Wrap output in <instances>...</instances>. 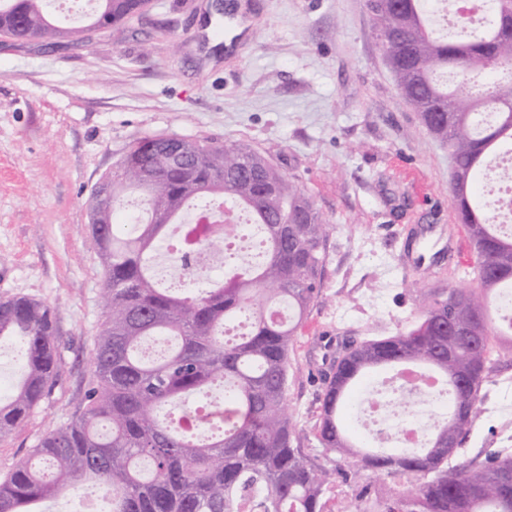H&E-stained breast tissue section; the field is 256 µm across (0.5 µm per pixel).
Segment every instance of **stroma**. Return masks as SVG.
Returning a JSON list of instances; mask_svg holds the SVG:
<instances>
[{
	"mask_svg": "<svg viewBox=\"0 0 512 512\" xmlns=\"http://www.w3.org/2000/svg\"><path fill=\"white\" fill-rule=\"evenodd\" d=\"M151 4L79 45L0 37V299L49 305L63 356L50 399L0 439V476L85 408L104 318L90 195L136 139L247 144L331 224L288 389L311 454L327 341L389 335L422 295L478 286L474 253L448 247L462 231L448 148L399 91L366 0H238L250 34L227 55L201 46L215 0ZM493 378L464 443L476 459L512 423L497 387L512 367Z\"/></svg>",
	"mask_w": 512,
	"mask_h": 512,
	"instance_id": "stroma-1",
	"label": "stroma"
}]
</instances>
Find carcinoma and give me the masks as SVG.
Listing matches in <instances>:
<instances>
[{"label": "carcinoma", "mask_w": 512, "mask_h": 512, "mask_svg": "<svg viewBox=\"0 0 512 512\" xmlns=\"http://www.w3.org/2000/svg\"><path fill=\"white\" fill-rule=\"evenodd\" d=\"M49 0H0V35L17 41L66 38L76 44L101 20L144 17L149 0H95L86 24L58 25ZM430 0H368L402 95L426 130L448 146L451 204L470 231L479 288L450 285L426 296L419 320L389 336L336 339L320 372L322 399L314 425L327 467L303 448L287 409L296 333L318 296L323 244L329 233L312 201L245 144L196 142L189 168L130 144L112 170V201L91 225L90 246L104 269L105 320L95 337L92 378L82 414L47 432L22 462L0 478V512H42L47 501L75 494L87 482L108 493V512H325L336 486L352 492L338 512H512V452L483 460L460 451L483 412L481 389L501 361L496 341L512 350V231L499 214L474 203L490 177L512 188V168L491 162L512 151V0H488L482 24L455 17L465 39L435 36ZM456 85L439 80L437 69ZM155 171L143 188L134 173ZM144 195L147 220H118L125 192ZM249 217L262 251L248 263L221 261L223 274L186 267L209 287L197 293L160 285L156 258L177 224L182 250L224 254L236 233L218 221L181 222L202 198ZM288 225V236L281 226ZM461 299L467 333L448 329L447 312ZM249 330L226 329L240 318ZM18 336L23 361L9 400L0 402V437L10 434L49 397L62 371L51 308L27 296L0 302V339ZM408 368L437 380L432 397L447 398L421 448L393 453L360 449L338 413L353 384L392 370L393 392L407 411L414 389L400 382ZM458 447L448 453V435ZM407 485L392 497L371 480Z\"/></svg>", "instance_id": "cac0c4a2"}]
</instances>
